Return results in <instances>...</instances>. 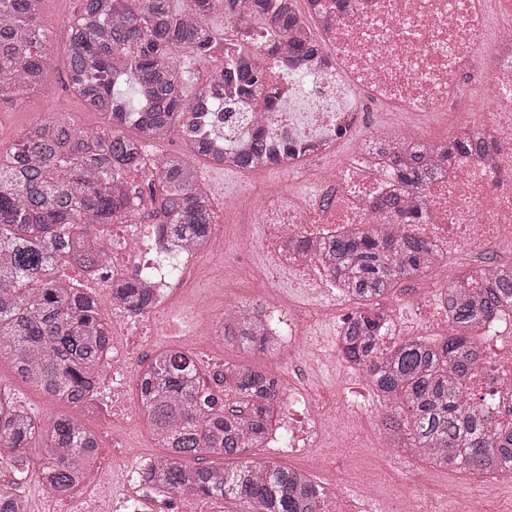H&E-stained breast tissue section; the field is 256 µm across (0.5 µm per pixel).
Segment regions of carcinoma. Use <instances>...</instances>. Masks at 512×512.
Returning a JSON list of instances; mask_svg holds the SVG:
<instances>
[{
	"label": "carcinoma",
	"mask_w": 512,
	"mask_h": 512,
	"mask_svg": "<svg viewBox=\"0 0 512 512\" xmlns=\"http://www.w3.org/2000/svg\"><path fill=\"white\" fill-rule=\"evenodd\" d=\"M63 45L66 87L86 111L102 115L109 129L81 126L69 112H50L28 125L7 147L0 146V359L16 378L52 400L86 414L106 371L103 357L109 321L100 303L55 277L59 261L71 263L76 242L95 240L121 204V184L112 171L141 164L144 144L165 140L194 118L196 104L215 108L228 121L224 90L252 100L261 112L275 108L264 92L271 77L256 55L251 30L231 37L210 28L206 18L224 14L217 0H79ZM233 17L269 20L276 52L282 39L298 62L319 52L302 41L299 18L285 0H229ZM46 0H0V105L23 100L43 83L51 59L45 42ZM206 59L212 71L194 93L182 59ZM232 64L224 66V58ZM494 143L480 137L448 139L439 159L489 154ZM268 144L252 135L232 165L257 167ZM194 155L164 156L151 183L161 201L159 223L186 244L208 235L215 212L197 182ZM434 164L423 148L396 156L398 178L420 189ZM315 255L336 285L357 305L345 319L339 351L368 376L384 410L393 448L427 458L450 472L512 474V422L492 420L483 404L466 396L465 382L476 363L477 333L512 310V261L487 269L486 286L471 288L473 273L455 274L446 287L448 334L439 339L408 337L383 346L378 302L409 280H420L437 261L428 242L393 224L367 225L319 243ZM110 251L96 245L84 260L104 265ZM116 296L134 311L146 309L145 289L128 283ZM224 343L241 351L270 346L268 327L245 306L224 323ZM203 379L196 356L177 348L156 353L141 371L139 404L163 454L150 471L156 485L211 499L238 501L244 512H323L324 499L310 474L251 451L265 448L279 422L282 389L274 376L224 362L216 392L200 396ZM40 450L42 487L64 494L93 469L96 434L82 418L51 413L39 418L18 404L10 387L0 388V459L14 479L0 483V512H26L21 489L30 469L28 450ZM224 458V466L192 467L186 460Z\"/></svg>",
	"instance_id": "carcinoma-1"
}]
</instances>
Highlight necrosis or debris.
Returning <instances> with one entry per match:
<instances>
[{"label":"necrosis or debris","instance_id":"4bbe7bcc","mask_svg":"<svg viewBox=\"0 0 512 512\" xmlns=\"http://www.w3.org/2000/svg\"><path fill=\"white\" fill-rule=\"evenodd\" d=\"M295 5L306 33L320 47L321 61L292 68L269 86L276 109L264 118H257L248 100L236 101L231 129L223 134L228 154L257 130L270 137L261 166L240 173L256 235L246 241L225 235L222 215L238 201L214 194L218 216L205 248L183 249L181 263L165 264L173 239L156 219L159 204L149 186L158 159L147 144L141 149L142 169L119 174L124 205L112 216L111 265L81 270L69 284L94 298L110 279L137 282L153 294V308L146 312L110 300L112 332L101 396L111 408L112 423L122 425L141 421L139 406L129 399L140 384L132 362L140 343L164 333L154 312L170 308L174 289L194 277L200 260L216 259L211 273L224 281L253 256L269 253L279 266L315 287L318 300L303 304L291 298L273 309L266 296L276 282L263 269L254 272L252 308L278 316L288 330L289 360H306L303 376L288 386L271 445L307 455L337 494L346 495L348 484H355L345 512H366L376 502L375 492L345 467L347 438L336 426L377 417L379 409L376 402L344 391L335 406H327L310 382L311 376L335 372L340 360L337 348H323L307 327L326 308L348 303L313 247L351 225L387 222L426 239L440 258L464 254L481 263L495 253L512 254V0H295ZM366 100L380 104L394 124H366ZM450 108L456 138L481 132L496 140L493 160L473 155L451 166L440 163L425 190V218H416L409 194L398 209L381 215L374 201L390 195L398 183L391 157L411 140L399 117ZM318 159L325 160V167H315ZM207 305L199 296L170 308L180 347L191 349L195 337L214 335L223 324L220 309L210 319H196V311ZM485 331L495 344L478 347L469 392L487 400L495 420H512V318L499 317ZM46 503L47 512L62 507L122 512L127 498L116 491L108 505L79 486L47 496Z\"/></svg>","mask_w":512,"mask_h":512}]
</instances>
